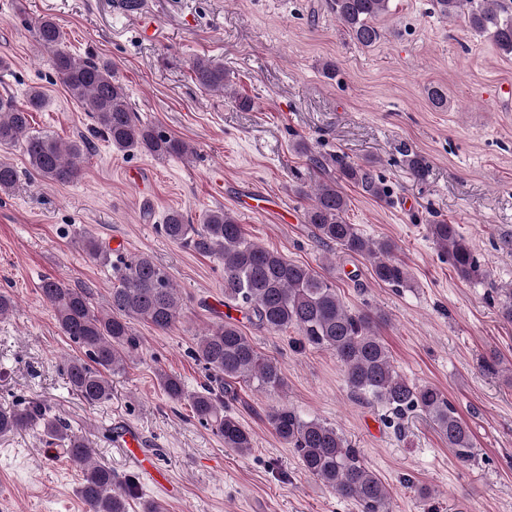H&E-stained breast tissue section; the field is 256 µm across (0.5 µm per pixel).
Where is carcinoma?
I'll list each match as a JSON object with an SVG mask.
<instances>
[{
    "instance_id": "carcinoma-1",
    "label": "carcinoma",
    "mask_w": 512,
    "mask_h": 512,
    "mask_svg": "<svg viewBox=\"0 0 512 512\" xmlns=\"http://www.w3.org/2000/svg\"><path fill=\"white\" fill-rule=\"evenodd\" d=\"M389 3L328 0V7L351 41L368 48L382 38L376 19L388 12ZM433 6L441 18L464 20L472 32L489 36L500 51L512 55V0H433ZM25 25L35 43L50 54L59 81L72 98L86 106L95 129L113 150L127 155L145 153L157 159L186 158L192 153L185 141L138 120L126 88L113 75L110 61L74 57L65 49L63 29L51 18L27 19ZM192 73L200 87L224 89V67L220 64L198 58L192 63ZM427 97L435 109H448V92L442 86L427 87ZM47 104L46 95L38 87L30 89L24 108L16 106L11 96L0 95V149L20 147L36 175L65 185L80 177L79 162L90 153L91 141L81 135L63 143L48 133L32 131L30 113ZM331 161L336 176L315 183L304 213L305 223L314 227L319 241L369 259L376 281L395 288L406 286L409 272L395 254L396 245L387 239L369 238L346 220L349 202L342 184H355L375 198L387 194L375 174V165L371 161L351 163L339 155ZM17 179L14 165L1 157L0 192L12 190ZM158 230L171 242L224 260L225 301L247 310L258 327L274 332L293 328L303 342L332 351L345 368L352 393L381 401L398 413L423 412L458 459L474 457L471 432L445 394L436 387H420L403 378L377 336L371 314L347 309L331 281L306 265L247 241L237 218L222 208L207 211L196 225L182 211L171 209ZM428 234L459 277L471 280L479 276L472 246L456 225L436 221L428 225ZM80 243L90 261L112 265L108 244L91 235L80 238ZM117 279L119 284L112 287L107 308L100 310L91 306L85 288H72L50 277L40 285L59 329L83 351V356L67 359L63 371L70 388L89 406L112 400V376L125 371L132 351L138 347L131 321L166 331L176 324L184 305L166 270L148 254L124 262ZM498 315L512 324V287L498 289ZM193 355L208 370V384L190 393L178 376L161 373L159 383L164 394L172 402H189L194 416L212 428L225 448L247 453L253 448L252 435L228 410L226 401L235 398L233 384L241 381L258 391L282 388L285 381L280 364L263 355L231 321L218 322L203 334ZM268 420L279 439L294 450L306 473L339 496L355 501L363 512H388L385 483L335 426L306 419L287 406L272 409ZM34 427L59 443L67 459L82 472L77 493L88 512H127L134 480L118 479L111 467L95 460L88 441L64 419L50 414L40 402L22 408H0V437Z\"/></svg>"
}]
</instances>
